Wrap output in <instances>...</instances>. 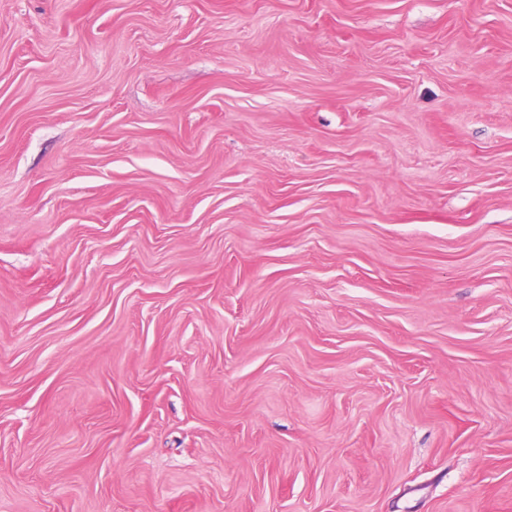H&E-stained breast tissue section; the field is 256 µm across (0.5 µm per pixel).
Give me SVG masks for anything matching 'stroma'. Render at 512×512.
Returning <instances> with one entry per match:
<instances>
[{"mask_svg": "<svg viewBox=\"0 0 512 512\" xmlns=\"http://www.w3.org/2000/svg\"><path fill=\"white\" fill-rule=\"evenodd\" d=\"M0 512H512V0H0Z\"/></svg>", "mask_w": 512, "mask_h": 512, "instance_id": "obj_1", "label": "stroma"}]
</instances>
